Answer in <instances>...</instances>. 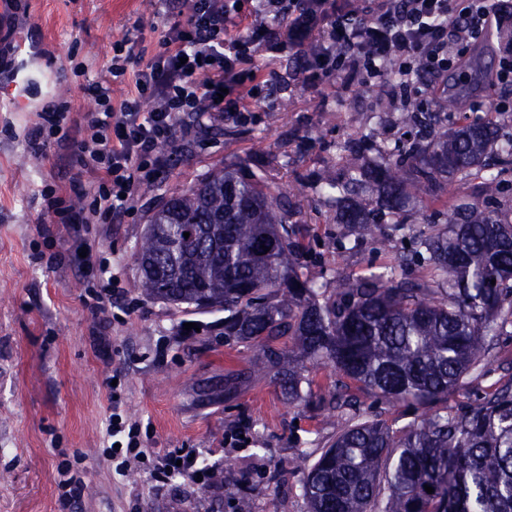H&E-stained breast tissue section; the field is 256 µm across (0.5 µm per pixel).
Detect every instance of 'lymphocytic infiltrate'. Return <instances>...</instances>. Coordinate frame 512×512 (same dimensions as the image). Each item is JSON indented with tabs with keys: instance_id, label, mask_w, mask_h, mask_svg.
Instances as JSON below:
<instances>
[{
	"instance_id": "lymphocytic-infiltrate-1",
	"label": "lymphocytic infiltrate",
	"mask_w": 512,
	"mask_h": 512,
	"mask_svg": "<svg viewBox=\"0 0 512 512\" xmlns=\"http://www.w3.org/2000/svg\"><path fill=\"white\" fill-rule=\"evenodd\" d=\"M172 15L150 58L136 53L132 38L113 42L107 78L90 87L96 107L81 122L63 130V113L43 112L28 144L37 154L52 142H71L76 165L92 177L81 190V210L68 198L48 191L46 213L63 224L92 225L122 219L132 210L137 185L153 181L169 167L180 137L182 118L209 112L234 121L255 110L268 80L254 65L256 47L306 48L302 77L342 82L375 79L387 70L414 73V81L385 94L396 108L409 96L430 111L444 94L442 80L464 69L477 40L500 31L507 0H163ZM128 84L114 98V84ZM112 447L105 454L115 473L148 464L151 478L190 479L212 471L202 448L155 457L141 438L138 423L113 412Z\"/></svg>"
}]
</instances>
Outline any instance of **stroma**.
<instances>
[{"label":"stroma","mask_w":512,"mask_h":512,"mask_svg":"<svg viewBox=\"0 0 512 512\" xmlns=\"http://www.w3.org/2000/svg\"><path fill=\"white\" fill-rule=\"evenodd\" d=\"M22 21L12 37L23 59L18 76L0 73V512H307L298 456L317 457L350 424L352 411L328 417L288 403L256 352L226 343L220 311L187 312L148 298L137 275L136 246L155 207L229 162L266 166L269 181L301 200L313 256L305 270L316 287L390 266L412 236L446 226L455 204L472 199L479 180L446 181L434 203L417 206L403 229L376 225L348 249L349 225L318 191L325 167L348 146L365 142L368 161L401 135L400 111L381 104L379 81L312 85L298 75L294 51L255 56L276 71V92L245 123L211 115L193 128L182 161L159 172L153 192L136 190L133 212L120 224L95 225L90 245L107 272L82 265L67 224L42 223V192L71 195L87 174L55 145L33 155L28 134L40 112L65 104V125L94 106L86 87L106 73L112 43L137 40L151 57L168 20L160 0H19ZM119 282L104 313L84 304L106 275ZM194 330H186V323ZM250 377L230 397L220 388L229 372ZM512 380V335L500 336L484 374L468 377L438 405L450 411ZM124 416L163 454L206 448L213 475L163 484L146 470L116 474L103 455L112 393ZM81 468L80 500L62 505L57 466Z\"/></svg>","instance_id":"1"}]
</instances>
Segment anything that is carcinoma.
Wrapping results in <instances>:
<instances>
[{
	"label": "carcinoma",
	"instance_id": "obj_1",
	"mask_svg": "<svg viewBox=\"0 0 512 512\" xmlns=\"http://www.w3.org/2000/svg\"><path fill=\"white\" fill-rule=\"evenodd\" d=\"M402 123V144L376 167L359 165L355 144L342 158L348 178L320 177L329 198L376 194L374 208L337 211L357 227L353 248L383 216L434 198L456 175L482 179L491 195L512 173V138L500 142L489 122L449 127L439 112H405ZM303 224L278 186L226 164L150 216L137 251L141 288L178 308L224 310V341L258 346L290 403L313 396L301 361L332 364L322 412L359 411L354 388L381 404L427 405L485 369L512 323L511 223L477 198L460 204L450 227L413 237L389 269L340 279L330 293L304 275ZM299 468L307 512H512V383L398 429L359 419Z\"/></svg>",
	"mask_w": 512,
	"mask_h": 512
}]
</instances>
